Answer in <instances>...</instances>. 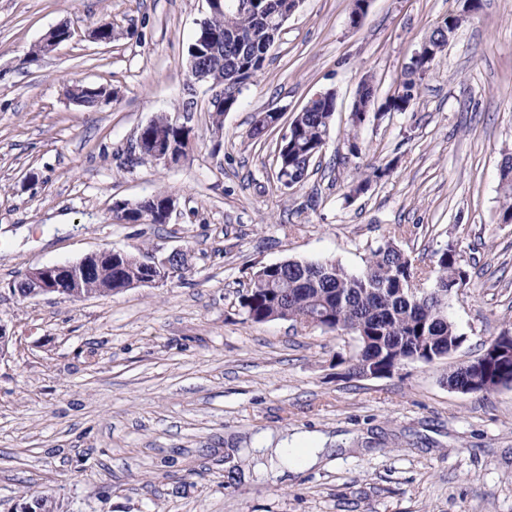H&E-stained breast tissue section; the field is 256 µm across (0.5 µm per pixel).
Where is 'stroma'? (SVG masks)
<instances>
[{
  "instance_id": "1",
  "label": "stroma",
  "mask_w": 512,
  "mask_h": 512,
  "mask_svg": "<svg viewBox=\"0 0 512 512\" xmlns=\"http://www.w3.org/2000/svg\"><path fill=\"white\" fill-rule=\"evenodd\" d=\"M301 0L265 66L215 129L211 93L188 90V46L206 0H0V512L50 497L56 512H512V387L465 394L448 374L512 326V224L500 163L512 153V0H480L404 112L350 115L363 77L390 95L421 41L464 0ZM112 42L90 36L99 20ZM68 24L70 41L34 55ZM74 85L108 99L73 103ZM336 97L327 142L298 187L278 182L275 127L316 93ZM186 113L182 164H132L158 115ZM359 153H351L349 138ZM385 168L349 196L362 174ZM176 199L164 224H124L115 208ZM394 238L422 287L455 244L469 281L447 314L466 338L436 363L386 378L346 375L359 342L239 305L253 274L289 259L364 269ZM184 268L162 285L110 296L22 299L31 268L103 249ZM325 440L322 464L257 473L274 448Z\"/></svg>"
}]
</instances>
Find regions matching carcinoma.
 Listing matches in <instances>:
<instances>
[{
    "instance_id": "cac0c4a2",
    "label": "carcinoma",
    "mask_w": 512,
    "mask_h": 512,
    "mask_svg": "<svg viewBox=\"0 0 512 512\" xmlns=\"http://www.w3.org/2000/svg\"><path fill=\"white\" fill-rule=\"evenodd\" d=\"M259 2L269 4V8L236 16L238 35L234 39L227 36L225 15V8L233 0H224L222 9L209 7L188 47L190 56L195 49L203 50L198 64L210 81L222 80L235 90L236 95L228 100L231 109L264 68L270 38L267 14L272 9L286 13L293 8V0ZM447 45L443 32H432L430 57L419 66L430 67ZM419 93V85L405 80L387 98V106L403 112ZM334 111L335 96L330 92L310 100L289 124L288 138L277 144V166L293 165L299 169L300 178H306L309 170L302 166L304 156L320 154ZM500 171L501 219L512 222V154L504 156ZM159 209L161 205L155 200H144L132 210L123 209L117 219L136 222L145 217L160 224ZM432 274V287L410 292L407 280L414 276L412 260L397 244L386 240L370 251L366 266L359 273L331 260H290L263 266L240 295L239 304L253 322L284 319L356 336L359 344L366 345L364 356L377 359V368L398 367L416 356L423 363L432 364L460 348L461 334L448 320L446 304L448 292L469 279L461 255L452 244L437 253ZM141 276V266L133 262L122 268L104 267L85 282L84 294L104 295L109 282L112 290L119 292ZM509 380L512 381V355L491 362L487 369L481 365L466 371L458 367L448 374V385H472L480 393H488Z\"/></svg>"
}]
</instances>
